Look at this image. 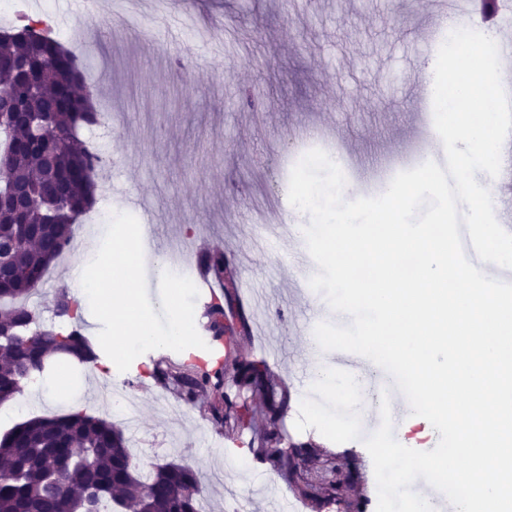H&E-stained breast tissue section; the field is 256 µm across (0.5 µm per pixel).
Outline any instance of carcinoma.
Segmentation results:
<instances>
[{
	"instance_id": "carcinoma-1",
	"label": "carcinoma",
	"mask_w": 512,
	"mask_h": 512,
	"mask_svg": "<svg viewBox=\"0 0 512 512\" xmlns=\"http://www.w3.org/2000/svg\"><path fill=\"white\" fill-rule=\"evenodd\" d=\"M29 30L27 23L0 35V165L10 175L0 190L32 196L21 218L0 208V330L9 332L0 339V405L42 374V356L60 344L81 363L98 359L68 291L58 292L55 310L72 320L66 330L41 325L30 299L94 203L102 156L83 131L101 122L99 91L87 85V66L74 50L52 34ZM205 264L223 293L235 287L224 252L208 255ZM208 317L215 338L223 337L224 304H211ZM155 377L172 383L190 405L212 395V420L230 436L251 435L256 455L312 512L342 497L334 483L310 489L288 455L282 425L288 394L276 392L266 368L240 358L210 369L166 361L156 365ZM201 498L194 470L166 463L141 476L123 432L84 411L30 418L0 436V512H100L105 501L116 512H202Z\"/></svg>"
}]
</instances>
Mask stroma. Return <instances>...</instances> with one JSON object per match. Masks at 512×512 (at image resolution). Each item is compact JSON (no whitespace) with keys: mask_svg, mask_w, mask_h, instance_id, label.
<instances>
[{"mask_svg":"<svg viewBox=\"0 0 512 512\" xmlns=\"http://www.w3.org/2000/svg\"><path fill=\"white\" fill-rule=\"evenodd\" d=\"M61 42L78 48L92 75L108 71L104 102L112 114L94 136L112 162L97 193L96 210L128 213L155 227L157 238L179 237L196 259L223 251L238 288L226 304L225 343L241 358L264 362L287 391L282 423L297 442L321 454H351L369 502L378 499L371 456L363 441L334 443L320 432L297 430L304 395L289 379L309 372L314 328L335 322L323 294L299 291L292 258L306 251L291 224L307 214L270 223L276 209H290V174L309 150H323L337 165L352 160L356 179L368 182L385 156L409 151L424 130L414 101L411 68L428 70L439 47L424 39L426 0H38ZM148 200L142 214L138 200ZM88 250L68 252L58 277L33 305L44 325L55 315L59 287L88 264L103 238L84 236ZM263 289L267 310L261 331L241 334L252 319L247 292ZM161 350L138 356L129 369L100 376L96 365L61 361L88 414L111 419L104 389L139 404L137 417L117 421L125 436L150 448L151 464L200 469L208 512H224L229 493L245 512H266L275 498L294 512L296 496L281 475L257 459L248 437L233 438L211 420L207 405L184 406L170 420L159 401H177L155 375ZM249 463L247 473L226 463L225 448Z\"/></svg>","mask_w":512,"mask_h":512,"instance_id":"35a3bbf8","label":"stroma"}]
</instances>
